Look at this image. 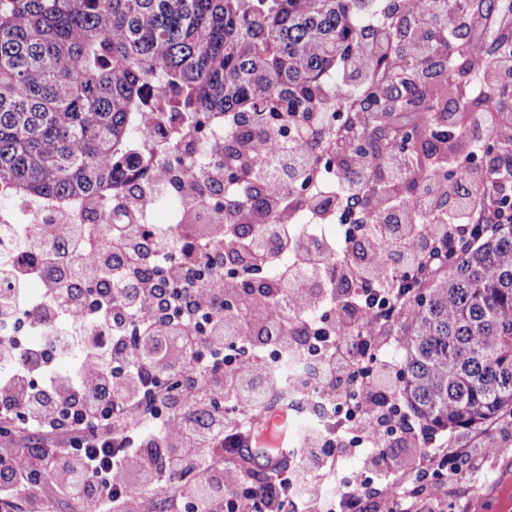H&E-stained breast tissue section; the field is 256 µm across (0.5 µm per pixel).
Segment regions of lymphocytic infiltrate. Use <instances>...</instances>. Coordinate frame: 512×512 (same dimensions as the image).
I'll use <instances>...</instances> for the list:
<instances>
[{
    "label": "lymphocytic infiltrate",
    "mask_w": 512,
    "mask_h": 512,
    "mask_svg": "<svg viewBox=\"0 0 512 512\" xmlns=\"http://www.w3.org/2000/svg\"><path fill=\"white\" fill-rule=\"evenodd\" d=\"M480 88L448 85L452 109L437 123L416 117L414 133L449 167L460 127L490 141L504 125L493 108H472ZM383 179L357 180L337 169L333 188L306 185L289 198L300 224L274 225L252 239L243 224H211L194 245L165 257L150 276L153 233L125 236L121 255L88 249L71 273L48 279L38 299L0 310V512H454L465 480L489 475L500 445H512V418L463 443L402 412L400 369L386 359L401 344L410 296L442 274L480 229L512 222V162L496 157L474 195L469 178L448 183L450 210L426 184L391 207L395 230L371 221L372 188L395 194L408 170L385 152ZM358 212L356 232L340 239L321 225ZM223 257L273 271L295 292L253 290L238 279L191 285L204 258ZM120 295L96 287L101 271ZM25 322L44 354L10 335ZM99 337H89V330ZM297 352L313 344L314 379L291 374L261 348ZM312 391L314 408L332 405L336 431L312 430L278 472L245 471L236 431L251 402L243 386ZM361 460L365 480L341 473Z\"/></svg>",
    "instance_id": "obj_1"
}]
</instances>
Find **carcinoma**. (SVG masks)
Instances as JSON below:
<instances>
[{
	"label": "carcinoma",
	"mask_w": 512,
	"mask_h": 512,
	"mask_svg": "<svg viewBox=\"0 0 512 512\" xmlns=\"http://www.w3.org/2000/svg\"><path fill=\"white\" fill-rule=\"evenodd\" d=\"M373 0H0V207L11 196L112 195L142 152L140 136L168 113L203 124L234 114L224 136L248 133L263 156L257 115L310 124L308 162L330 143L372 169L388 141L424 152L391 112L448 111V30L462 0H429L415 19L388 9L390 54L373 57L374 30L354 23ZM422 38L432 48L420 54ZM512 45L491 44L495 59ZM342 60L353 72L330 91ZM155 161L181 171L176 141ZM263 164L245 191L264 193ZM399 392L428 424L482 429L512 414V223L464 248L414 301Z\"/></svg>",
	"instance_id": "obj_1"
}]
</instances>
